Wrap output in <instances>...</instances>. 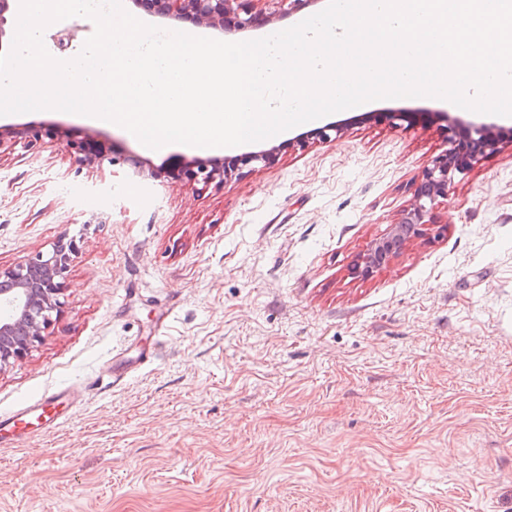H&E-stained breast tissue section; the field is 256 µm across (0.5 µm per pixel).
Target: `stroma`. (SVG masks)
<instances>
[{"mask_svg": "<svg viewBox=\"0 0 512 512\" xmlns=\"http://www.w3.org/2000/svg\"><path fill=\"white\" fill-rule=\"evenodd\" d=\"M448 109L336 112L203 190L150 173L216 150L120 128L98 133L141 175L47 138L0 149V270L78 244L0 414L79 395L0 445V512H512V139L450 184L438 234L349 274L447 148Z\"/></svg>", "mask_w": 512, "mask_h": 512, "instance_id": "stroma-1", "label": "stroma"}]
</instances>
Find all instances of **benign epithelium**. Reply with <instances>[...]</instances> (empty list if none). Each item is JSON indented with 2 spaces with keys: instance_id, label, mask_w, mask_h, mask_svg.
<instances>
[{
  "instance_id": "benign-epithelium-1",
  "label": "benign epithelium",
  "mask_w": 512,
  "mask_h": 512,
  "mask_svg": "<svg viewBox=\"0 0 512 512\" xmlns=\"http://www.w3.org/2000/svg\"><path fill=\"white\" fill-rule=\"evenodd\" d=\"M280 16L287 17L321 0H276ZM150 3L162 17H174L194 22L209 29L235 35L255 28L256 16L249 0H136ZM449 148L437 156L428 167L415 190L414 202L401 220L385 236L375 240L351 267L355 278L367 279L385 268L404 244L415 237H424L433 231V210L448 197V186L457 173L468 168L478 156L496 147L504 136L503 130L493 124H473L457 116H448ZM58 137L68 151L83 159L93 146H98L94 161L130 164L139 168L132 156L112 155V145L94 139L89 132L78 135L70 129L57 126H0V147L8 143L24 148L43 137ZM270 151L247 152L227 165L220 160L198 161L189 170L195 182L206 187L216 180H224L231 169L264 161ZM74 241H58L52 251L39 254L10 270H0V370L26 356L39 342L50 324L52 313L60 308L59 295L75 257Z\"/></svg>"
}]
</instances>
